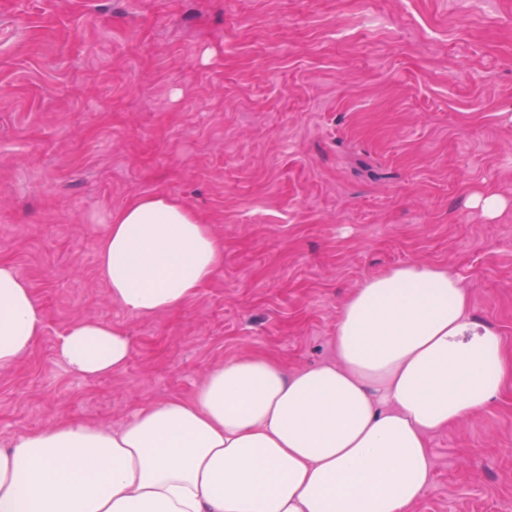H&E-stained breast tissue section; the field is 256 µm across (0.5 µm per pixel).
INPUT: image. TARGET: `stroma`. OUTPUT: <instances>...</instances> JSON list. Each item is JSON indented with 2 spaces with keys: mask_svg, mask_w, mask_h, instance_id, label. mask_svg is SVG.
<instances>
[{
  "mask_svg": "<svg viewBox=\"0 0 512 512\" xmlns=\"http://www.w3.org/2000/svg\"><path fill=\"white\" fill-rule=\"evenodd\" d=\"M155 193L210 222L224 264L139 318L96 244L108 210ZM0 261L45 323L0 371V447L119 427L247 354L332 360L346 300L407 263L447 267L512 346V0H0ZM77 318L130 338L121 371L57 360ZM429 448L411 512H512V391Z\"/></svg>",
  "mask_w": 512,
  "mask_h": 512,
  "instance_id": "35a3bbf8",
  "label": "stroma"
}]
</instances>
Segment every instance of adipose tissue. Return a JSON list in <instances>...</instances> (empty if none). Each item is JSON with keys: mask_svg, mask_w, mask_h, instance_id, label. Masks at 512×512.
Returning <instances> with one entry per match:
<instances>
[{"mask_svg": "<svg viewBox=\"0 0 512 512\" xmlns=\"http://www.w3.org/2000/svg\"><path fill=\"white\" fill-rule=\"evenodd\" d=\"M97 242L112 300L137 317L179 309L224 262V241L178 197L140 195ZM44 329L26 282L0 263V370ZM336 360L288 371L225 362L187 399L122 427L71 420L0 448V512H410L432 479L428 437L512 387V353L480 324L460 279L409 263L344 303ZM132 354L112 324L72 321L56 357L85 377Z\"/></svg>", "mask_w": 512, "mask_h": 512, "instance_id": "1", "label": "adipose tissue"}]
</instances>
